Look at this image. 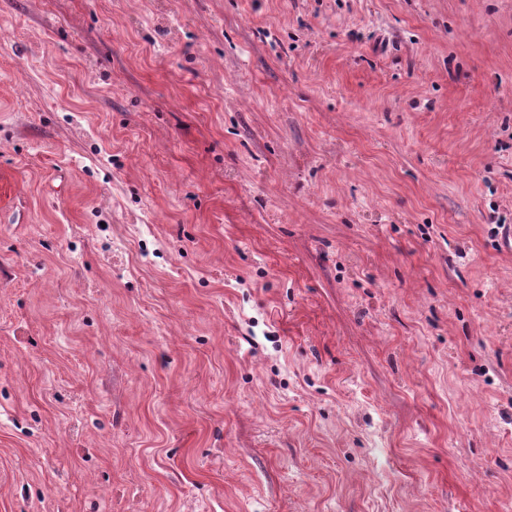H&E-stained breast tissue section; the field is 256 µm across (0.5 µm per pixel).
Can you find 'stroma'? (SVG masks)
Returning a JSON list of instances; mask_svg holds the SVG:
<instances>
[{"instance_id": "1", "label": "stroma", "mask_w": 512, "mask_h": 512, "mask_svg": "<svg viewBox=\"0 0 512 512\" xmlns=\"http://www.w3.org/2000/svg\"><path fill=\"white\" fill-rule=\"evenodd\" d=\"M512 0H0V512H512Z\"/></svg>"}]
</instances>
